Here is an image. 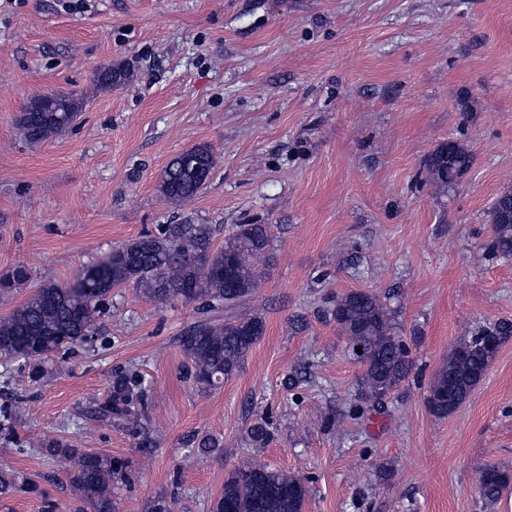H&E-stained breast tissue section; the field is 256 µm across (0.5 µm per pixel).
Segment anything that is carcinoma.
I'll list each match as a JSON object with an SVG mask.
<instances>
[{
  "label": "carcinoma",
  "instance_id": "cac0c4a2",
  "mask_svg": "<svg viewBox=\"0 0 512 512\" xmlns=\"http://www.w3.org/2000/svg\"><path fill=\"white\" fill-rule=\"evenodd\" d=\"M129 79L123 66L99 71L96 82L114 88ZM78 94L46 96L31 102L18 119L20 134L43 142L71 128L82 111ZM471 155L457 143L441 144L429 157L433 180L451 186L471 165ZM214 169V156L206 144L191 147L165 167L160 190L178 206L205 185ZM494 234L488 245L493 256H512V191L501 193L490 208ZM271 225L239 224L222 247H213L209 224H161L113 249L101 260L83 267L66 286L47 282L38 286L8 316L0 319V359L30 364L29 377L44 375L41 360L57 350L82 344L94 334L97 312L114 288L132 286L158 300L176 298L199 304L198 316L183 332L180 344L190 365L186 378L202 389H213L231 378L262 335L259 316L239 314L244 299L258 287L255 259L265 256L271 243ZM328 314L346 337L354 360L362 366L361 399L372 405L396 390L412 371L403 340L397 336L391 313L378 297L350 291L331 300ZM512 336V321L500 320L461 341L448 357L430 389L429 405L438 417L457 411L471 396L497 354ZM145 375L138 367L112 375L105 401L97 405V418L121 426L146 430L150 421ZM63 463L70 492L89 503L95 512H116L112 479L121 471L112 458L75 448L53 436L40 440ZM482 501L491 506L512 488V471L486 464L477 470ZM35 486L13 471L0 469V493ZM309 489L286 471L244 460L224 480V491L211 504V512H303Z\"/></svg>",
  "mask_w": 512,
  "mask_h": 512
}]
</instances>
